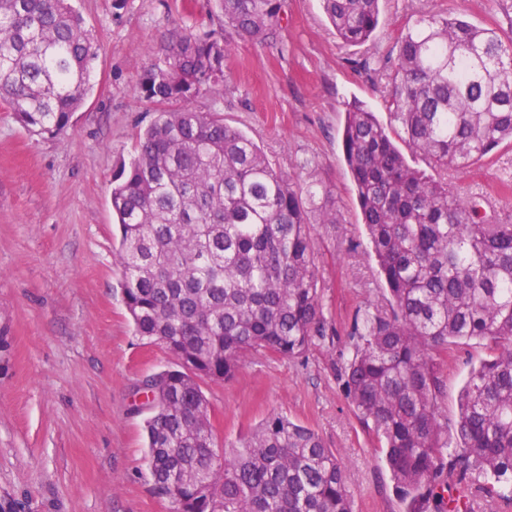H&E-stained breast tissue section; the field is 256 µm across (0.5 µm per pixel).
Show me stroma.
I'll list each match as a JSON object with an SVG mask.
<instances>
[{"label": "stroma", "instance_id": "35a3bbf8", "mask_svg": "<svg viewBox=\"0 0 512 512\" xmlns=\"http://www.w3.org/2000/svg\"><path fill=\"white\" fill-rule=\"evenodd\" d=\"M99 47L93 90L68 130L34 135L0 102V512H170L147 464L148 403L136 392L169 369L161 346L135 335L127 314L112 216V176L153 116L138 86L164 57L173 28L230 43L224 80L194 100L219 112L300 183L324 182L335 223L316 226V265L327 336L297 358L248 353L235 376L207 382L218 446L240 443L269 414L315 430L345 466L353 512H404L373 432L341 381L358 311L384 289L343 161L347 101L388 121L386 83L359 68L393 62L416 11H449L512 33V0H381L372 41L337 38L321 0H283L282 26L258 43L225 27L213 0H75ZM512 224V143L497 160L452 171ZM471 340L440 362V411L456 427L460 391L489 358Z\"/></svg>", "mask_w": 512, "mask_h": 512}]
</instances>
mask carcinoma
<instances>
[{"mask_svg": "<svg viewBox=\"0 0 512 512\" xmlns=\"http://www.w3.org/2000/svg\"><path fill=\"white\" fill-rule=\"evenodd\" d=\"M216 2L252 40L281 25V0ZM379 2L323 9L336 36L359 46L379 26ZM397 43L393 123L358 98L345 105L343 159L387 295L356 317L341 378L406 512H469L448 497V474L512 495V224L483 220L448 171L512 140V37L423 10ZM230 52L212 36L172 33L139 87L160 109L112 178L135 335L179 362L142 381L150 475L172 512H353L343 463L313 429L273 413L238 447L215 441L202 383L229 380L250 351L296 358L325 335L312 225L336 223L326 185L300 187L246 133L192 106L224 78ZM96 55L73 0H0V98L29 132L69 125ZM172 101L181 106L164 108ZM472 339L491 354L462 388L452 437L435 357Z\"/></svg>", "mask_w": 512, "mask_h": 512, "instance_id": "cac0c4a2", "label": "carcinoma"}]
</instances>
